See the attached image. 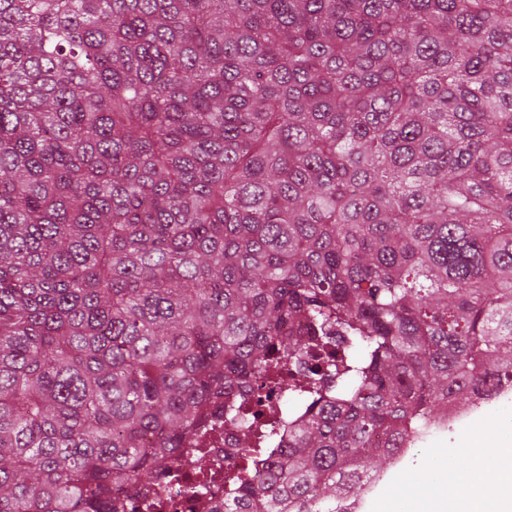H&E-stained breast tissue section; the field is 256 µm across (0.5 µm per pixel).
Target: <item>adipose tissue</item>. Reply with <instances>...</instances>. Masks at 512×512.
<instances>
[{
	"label": "adipose tissue",
	"mask_w": 512,
	"mask_h": 512,
	"mask_svg": "<svg viewBox=\"0 0 512 512\" xmlns=\"http://www.w3.org/2000/svg\"><path fill=\"white\" fill-rule=\"evenodd\" d=\"M466 445L474 454L458 492L435 480L424 492L387 498L383 512H512V426L502 419L480 423Z\"/></svg>",
	"instance_id": "ef3b65f1"
}]
</instances>
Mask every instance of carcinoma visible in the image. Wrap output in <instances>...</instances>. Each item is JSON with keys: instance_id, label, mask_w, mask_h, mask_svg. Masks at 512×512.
<instances>
[{"instance_id": "1", "label": "carcinoma", "mask_w": 512, "mask_h": 512, "mask_svg": "<svg viewBox=\"0 0 512 512\" xmlns=\"http://www.w3.org/2000/svg\"><path fill=\"white\" fill-rule=\"evenodd\" d=\"M509 384L512 0H0V512L145 509L223 414L224 512H336Z\"/></svg>"}]
</instances>
